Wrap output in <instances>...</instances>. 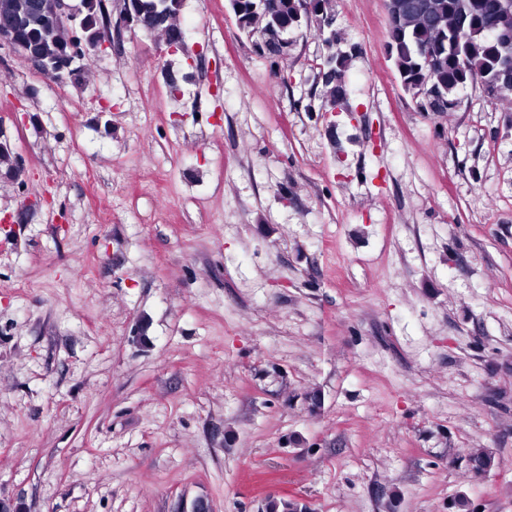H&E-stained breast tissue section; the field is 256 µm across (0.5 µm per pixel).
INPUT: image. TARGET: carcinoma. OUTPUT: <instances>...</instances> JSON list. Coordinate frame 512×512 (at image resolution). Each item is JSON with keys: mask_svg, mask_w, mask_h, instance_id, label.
<instances>
[{"mask_svg": "<svg viewBox=\"0 0 512 512\" xmlns=\"http://www.w3.org/2000/svg\"><path fill=\"white\" fill-rule=\"evenodd\" d=\"M233 13L240 14L238 29L247 37L259 34L284 36L300 30L320 14L330 0H316L312 17L297 16L294 0H230ZM411 0H389L387 30L393 64L403 88L415 96L424 94L428 77H433L444 101L457 100V91L468 84L491 85L492 68L512 70V8L497 7L498 0H428L436 15L430 24L408 8ZM182 0H130L129 9L138 18L142 32L172 36L179 27L176 16ZM85 42L93 41L109 25L102 0H80ZM18 36L36 54L52 63L69 54L67 32L52 34L46 20L37 14L17 16ZM325 98L331 104L345 95L344 59L330 54L325 62ZM18 165L9 148L0 147V176L13 179ZM265 512H304L300 505L271 497Z\"/></svg>", "mask_w": 512, "mask_h": 512, "instance_id": "cac0c4a2", "label": "carcinoma"}]
</instances>
